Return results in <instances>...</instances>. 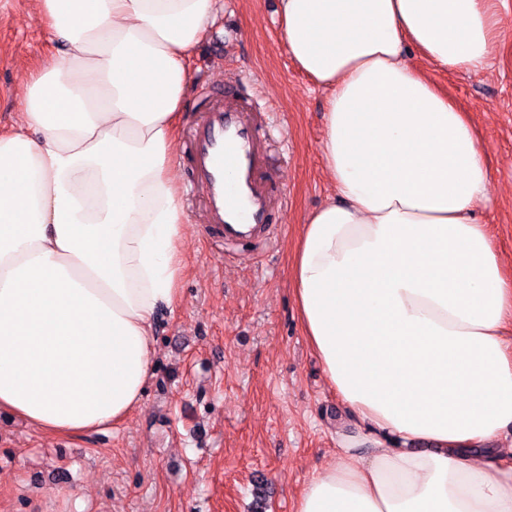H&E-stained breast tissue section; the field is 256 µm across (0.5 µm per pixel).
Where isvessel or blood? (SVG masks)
<instances>
[{"mask_svg":"<svg viewBox=\"0 0 512 512\" xmlns=\"http://www.w3.org/2000/svg\"><path fill=\"white\" fill-rule=\"evenodd\" d=\"M193 122L189 198H201L212 238L227 245L267 244L276 227L273 193L258 178L267 161L262 136L232 82L211 89Z\"/></svg>","mask_w":512,"mask_h":512,"instance_id":"b4317fda","label":"vessel or blood"}]
</instances>
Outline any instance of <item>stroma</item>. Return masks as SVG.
Here are the masks:
<instances>
[{"label":"stroma","instance_id":"stroma-1","mask_svg":"<svg viewBox=\"0 0 512 512\" xmlns=\"http://www.w3.org/2000/svg\"><path fill=\"white\" fill-rule=\"evenodd\" d=\"M278 0H219L189 70L187 108L204 109L199 82L232 79L256 108L269 178L288 199L272 247L234 256L214 246L199 205L180 244L179 298L156 324V358L141 407L121 425L50 436L0 412V512H293L306 479L362 433L331 390L297 316L291 276L301 225L332 193L318 151L327 98L291 60ZM484 71L429 69L467 112L492 173L487 225L512 274V0ZM48 49L35 0H0V128L17 118L28 71Z\"/></svg>","mask_w":512,"mask_h":512}]
</instances>
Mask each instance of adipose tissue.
<instances>
[{
	"label": "adipose tissue",
	"instance_id": "1",
	"mask_svg": "<svg viewBox=\"0 0 512 512\" xmlns=\"http://www.w3.org/2000/svg\"><path fill=\"white\" fill-rule=\"evenodd\" d=\"M218 0H38L54 45L0 132V411L56 435L143 402L188 217L174 172L188 59ZM327 94L334 194L292 279L302 331L366 438L294 512H512V277L477 211L490 169L412 62L485 70L497 0H279Z\"/></svg>",
	"mask_w": 512,
	"mask_h": 512
}]
</instances>
